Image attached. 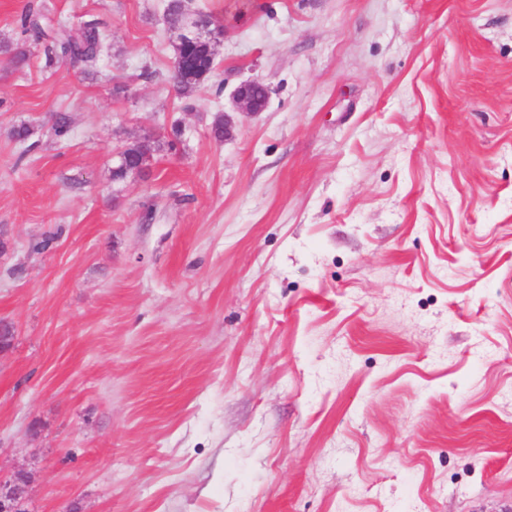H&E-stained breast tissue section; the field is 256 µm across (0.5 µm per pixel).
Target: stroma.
Segmentation results:
<instances>
[{
  "instance_id": "1",
  "label": "stroma",
  "mask_w": 512,
  "mask_h": 512,
  "mask_svg": "<svg viewBox=\"0 0 512 512\" xmlns=\"http://www.w3.org/2000/svg\"><path fill=\"white\" fill-rule=\"evenodd\" d=\"M165 7L0 0V477L26 512H512V0H192L224 41L184 95ZM97 24L94 21L86 23L75 38L59 46L46 43L44 51L48 60L52 61L54 58H61L77 64H88L93 61L99 45ZM269 87L258 79L241 83L232 94L233 112L217 114L210 130L214 138L224 135V142L233 136L234 119L231 113L256 115L264 112L269 102ZM30 482V475L23 470L16 472L7 483H3L0 479V511L20 512L21 504L28 494Z\"/></svg>"
}]
</instances>
